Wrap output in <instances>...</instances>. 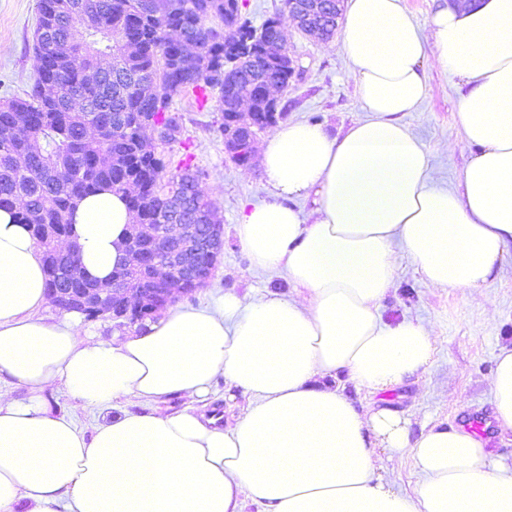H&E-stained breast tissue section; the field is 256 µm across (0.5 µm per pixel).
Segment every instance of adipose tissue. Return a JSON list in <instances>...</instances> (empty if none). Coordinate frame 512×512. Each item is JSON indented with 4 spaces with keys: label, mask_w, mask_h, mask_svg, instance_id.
Masks as SVG:
<instances>
[{
    "label": "adipose tissue",
    "mask_w": 512,
    "mask_h": 512,
    "mask_svg": "<svg viewBox=\"0 0 512 512\" xmlns=\"http://www.w3.org/2000/svg\"><path fill=\"white\" fill-rule=\"evenodd\" d=\"M342 48L364 118L338 134L273 129L269 196L235 226L253 269L285 273L295 295L226 292L103 337L80 312H50L39 250L0 210V512H512V463L444 420L412 435L375 400L435 355L431 323L382 319L399 257L496 316L485 286L512 256V0L442 6L425 29L402 0H347ZM430 53L463 89L473 149L451 186L404 121L427 95ZM73 220L83 269L109 278L132 222L124 196L91 194ZM220 379L225 401L247 398L227 427L207 411ZM55 389L99 411L92 430L51 406ZM490 394L512 431V347ZM174 396L187 406L161 412ZM382 449L412 461V492L378 474Z\"/></svg>",
    "instance_id": "adipose-tissue-1"
}]
</instances>
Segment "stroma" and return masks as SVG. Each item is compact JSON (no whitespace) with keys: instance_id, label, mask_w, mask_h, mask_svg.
Here are the masks:
<instances>
[{"instance_id":"1","label":"stroma","mask_w":512,"mask_h":512,"mask_svg":"<svg viewBox=\"0 0 512 512\" xmlns=\"http://www.w3.org/2000/svg\"><path fill=\"white\" fill-rule=\"evenodd\" d=\"M39 0H0V98L22 94L33 80L36 58L33 38ZM295 74L277 99L289 121L321 122L331 132L347 128L364 116L356 82L342 48L325 49L297 27H285ZM424 69L428 94L418 111L405 121L433 154L439 183H457L470 156L456 122L460 92L454 78L434 56ZM172 109L181 118L183 137L191 139L194 164L203 171L202 187L215 202L224 228V250L212 279L191 297L185 307L204 306L212 294L274 291L290 293L294 287L284 275L254 271L235 232L245 202H260L268 189L260 166L242 167L224 153L218 131L222 115L215 108L199 109L188 97H176ZM450 151H443V144ZM496 302V321L462 290L432 288L407 258L398 261L394 287L382 303L383 319L391 324L406 318L430 322L436 329V355L430 366L401 386L376 394V401L410 419L413 428L433 420L462 425L476 416L491 417L489 392L495 356L500 347L512 346V257L503 272L486 289Z\"/></svg>"}]
</instances>
